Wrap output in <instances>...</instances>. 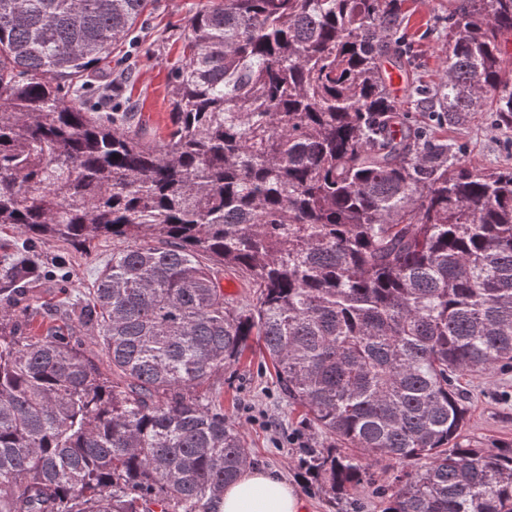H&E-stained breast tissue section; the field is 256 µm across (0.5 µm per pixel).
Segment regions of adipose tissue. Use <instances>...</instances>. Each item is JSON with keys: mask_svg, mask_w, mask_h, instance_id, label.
Listing matches in <instances>:
<instances>
[{"mask_svg": "<svg viewBox=\"0 0 512 512\" xmlns=\"http://www.w3.org/2000/svg\"><path fill=\"white\" fill-rule=\"evenodd\" d=\"M303 500L295 485L256 466L227 485L217 512H302Z\"/></svg>", "mask_w": 512, "mask_h": 512, "instance_id": "obj_1", "label": "adipose tissue"}]
</instances>
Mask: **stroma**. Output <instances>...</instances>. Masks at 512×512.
Returning a JSON list of instances; mask_svg holds the SVG:
<instances>
[{"mask_svg":"<svg viewBox=\"0 0 512 512\" xmlns=\"http://www.w3.org/2000/svg\"><path fill=\"white\" fill-rule=\"evenodd\" d=\"M201 0H158L151 14L143 17L136 32L116 54V62L133 60L135 71L126 80L121 103L137 104L152 130L164 132L169 113V72L181 62V25ZM448 0H404L402 31L411 43L418 73L426 83L437 82L443 42L436 29L448 17ZM419 120L430 127L434 139L455 145L461 159L474 166H512V127L497 124L494 113L480 112L466 122L437 120L422 112ZM42 273L29 296L17 298L13 309L22 314L27 332L40 335L66 322L68 303L84 296L99 271L112 259L111 240L98 239L86 246L60 242L41 245ZM47 303L50 315L30 318L25 311L30 297ZM213 384L224 402V415L242 433L249 454L258 467L275 470L294 484L305 498L306 512H382L386 499L380 483L400 471L393 460L374 462L375 483L358 494L339 499L321 489L299 462L300 450L291 444L302 436L308 445H323V438L291 413L272 370L261 354L225 370ZM460 385L467 397L468 424L464 441L475 448L493 451L512 446V371L466 378Z\"/></svg>","mask_w":512,"mask_h":512,"instance_id":"35a3bbf8","label":"stroma"}]
</instances>
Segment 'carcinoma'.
<instances>
[{
    "instance_id": "obj_1",
    "label": "carcinoma",
    "mask_w": 512,
    "mask_h": 512,
    "mask_svg": "<svg viewBox=\"0 0 512 512\" xmlns=\"http://www.w3.org/2000/svg\"><path fill=\"white\" fill-rule=\"evenodd\" d=\"M151 2L0 0V226L25 235L0 295L44 242L118 243L68 308L96 350L0 308V512H213L251 460L210 380L255 344L334 442L301 454L331 491L388 457L411 468L384 512H512V448L461 442L459 384L512 370V168L460 162L409 107L512 126V0H454L431 88L401 0H205L160 140L85 100L121 88L112 46ZM221 284L224 287V292L231 294L236 301L244 304L251 302L252 288L237 275L231 272H223Z\"/></svg>"
}]
</instances>
